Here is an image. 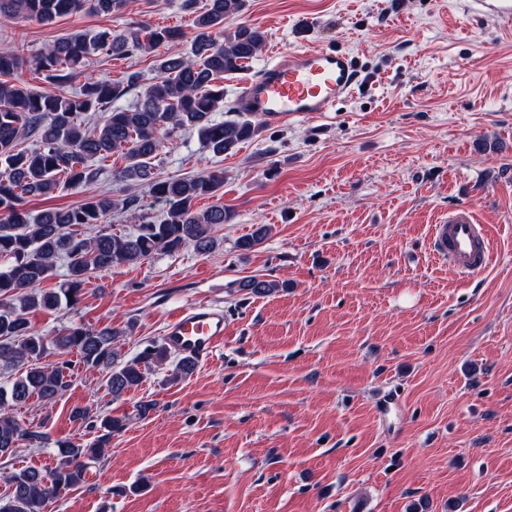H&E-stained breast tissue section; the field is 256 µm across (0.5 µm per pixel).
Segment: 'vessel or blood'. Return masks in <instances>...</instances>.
Instances as JSON below:
<instances>
[{"mask_svg":"<svg viewBox=\"0 0 512 512\" xmlns=\"http://www.w3.org/2000/svg\"><path fill=\"white\" fill-rule=\"evenodd\" d=\"M358 70L349 53L304 49L274 55L239 97V109L260 114L278 124L306 115L332 111L336 102L353 92ZM432 251L462 276L484 271L491 262V233L477 223L472 211H449L434 226ZM227 325L222 310L194 305L171 318L163 339L180 357L209 361L224 345Z\"/></svg>","mask_w":512,"mask_h":512,"instance_id":"b4317fda","label":"vessel or blood"}]
</instances>
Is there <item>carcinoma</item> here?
Masks as SVG:
<instances>
[{"label": "carcinoma", "mask_w": 512, "mask_h": 512, "mask_svg": "<svg viewBox=\"0 0 512 512\" xmlns=\"http://www.w3.org/2000/svg\"><path fill=\"white\" fill-rule=\"evenodd\" d=\"M245 0H209L194 19L197 33L187 53L162 55L159 75L141 82L137 72L121 79L92 80L80 92L67 96L38 93L21 83L0 82V257L9 265L0 270V370H14L16 377L0 385V459L14 456L27 440L42 448L50 443L40 431L21 429L14 408L36 399L46 405L70 387L72 362L44 363L48 346L61 355L74 354L86 371L105 375L114 397L138 387L144 370L163 365L169 350L163 345L146 347L138 357L122 361L117 344L124 333L111 327L93 329L74 324L50 341L38 335L29 315L53 311L62 304L80 301L90 274L114 264H136L158 252L176 253L192 248L207 253L216 248V229L229 224L234 212L224 205L196 208L198 201L215 196L224 187V172L213 170L196 176L161 178L153 160L177 129L198 133L204 147L215 156L236 152L252 139L260 126L240 115L216 120L224 111V75L247 68L264 48L268 32L260 26L241 24L226 31L224 22L240 13ZM124 0H0V22L24 16L43 23L84 9L116 13ZM176 28L143 26L121 34L100 31L79 33L48 47L32 60L35 69L53 82H63L82 67L92 53L124 54L156 52L179 42ZM24 59L17 47H0V74L19 69ZM136 101L118 102L136 89ZM104 112L92 131L82 115ZM32 134L39 141L32 150L18 148L20 137ZM120 152L127 165L113 174L115 181L144 186L168 205L166 217L155 222L143 214L134 233L103 229L86 237L77 228L103 223L114 210L135 211L138 197L114 199L100 195L68 209H49L33 214L27 198H51L64 188L78 189L96 180L90 162ZM269 233L261 225L238 240L237 248L251 251ZM67 261L66 279L55 288L40 284L56 260ZM286 284L249 277L239 288L270 296ZM76 420H90L98 436L89 444L72 440L53 442V465L26 467L11 472L8 489L0 495V512H52V505L86 481L89 464L101 461L112 434L125 423L88 408L73 411Z\"/></svg>", "instance_id": "obj_1"}]
</instances>
